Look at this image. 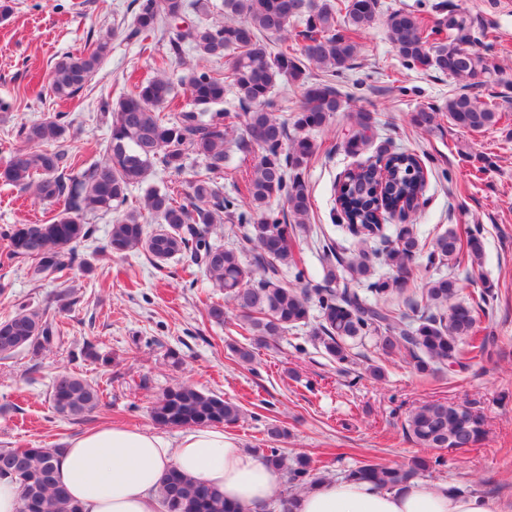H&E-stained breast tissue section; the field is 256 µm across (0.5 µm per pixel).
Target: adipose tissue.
I'll use <instances>...</instances> for the list:
<instances>
[{
    "label": "adipose tissue",
    "instance_id": "ef3b65f1",
    "mask_svg": "<svg viewBox=\"0 0 512 512\" xmlns=\"http://www.w3.org/2000/svg\"><path fill=\"white\" fill-rule=\"evenodd\" d=\"M58 480L83 512H159L162 475L175 468L212 487L243 512H261L274 497L278 471L258 463L220 427L185 430L177 440L149 430L99 427L54 454ZM292 512H503L477 494L420 482L379 487L331 479L297 495Z\"/></svg>",
    "mask_w": 512,
    "mask_h": 512
}]
</instances>
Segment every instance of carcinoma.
I'll use <instances>...</instances> for the list:
<instances>
[{"mask_svg": "<svg viewBox=\"0 0 512 512\" xmlns=\"http://www.w3.org/2000/svg\"><path fill=\"white\" fill-rule=\"evenodd\" d=\"M380 7V0H224V12L232 20L219 22L207 19L209 0H139L135 35L144 41L158 33L167 37L156 75L135 84L134 92L116 103L102 159L91 165L78 164L66 148L68 125L63 115L20 125L16 136L21 145L0 164V180L31 188L37 199L61 202L63 208L46 222L14 224L5 230L8 244L0 262L22 258L54 271L72 266L78 260L76 247L94 235L88 217L118 211L105 246L109 255L122 257L142 249L158 264L177 255L189 258L224 290L241 328L259 343L307 324L311 308L307 290L283 282L281 273L286 268L295 271V280L303 277L294 243L310 230L304 171L318 151L310 132L343 111L336 87L308 82V65L319 64L335 73L345 68L357 53V38L374 23ZM191 13L197 20L189 21ZM295 20L304 21L300 57L287 44L288 25ZM386 23L394 49L409 67L433 69L466 87L488 73L484 57L464 47V37H441L445 27L464 30L462 19L451 16L427 30L418 16L395 10ZM267 35L279 36L281 44L271 46L265 42ZM187 43L200 64L181 82L191 102L184 109L178 105V89L166 77V66L182 58ZM109 52L108 41L96 40L79 53L59 58L49 78L52 95L76 98ZM212 58L225 59L224 69L207 66ZM284 80L304 88L303 100L290 119H278L268 111L275 86ZM227 92L235 94L243 113L231 116L219 108ZM445 112L453 126L469 131L487 129L500 119L497 107L480 105L464 93L448 98ZM437 117L432 108L421 107L411 121L427 128ZM239 118L246 136L234 140V121ZM355 125L345 142L353 155L371 145V111H356ZM232 149L244 159L256 155L244 179L247 212L237 211V202L223 197L215 182ZM191 156L201 160L203 168L193 171L189 191L182 195L151 187L139 205L125 207L129 189L144 183L153 168L182 174ZM425 186L426 173L417 155L385 147L379 148L375 161L347 170L336 186L337 209L355 244L347 254L332 245L323 247L325 286L315 292V337L336 360L347 359L349 344L367 339L384 356L408 353L415 369L428 374L442 364L464 368L471 355L485 353L488 337L476 336L474 308L456 301L457 279L433 277L421 299L409 294L410 263L423 250L414 225H402L395 240L381 251L368 247L370 240L383 237L385 213L407 218L417 212ZM280 201L293 223L274 208ZM222 213L248 225L247 238L256 250L253 261L244 262L238 251L215 241ZM483 251L480 229H473L464 243L450 230L436 237L428 263L478 265ZM378 263L389 273L378 274ZM351 282L367 283L366 292L348 287ZM396 300L421 309L420 315L405 320L393 307ZM63 339L45 310L25 304L0 321V358L22 350L38 354ZM51 401L59 415L82 420L102 407L103 390L63 371L53 379ZM239 416L236 404L188 383L166 389L151 408L152 420L162 427L224 425ZM405 430L421 448H470L481 441L484 422L468 407L435 401L412 411ZM54 452L53 448H0V477L10 476L19 483L20 512H82L56 478ZM257 453L261 464L287 470L292 489L311 488L322 481L304 454L290 465L280 448H259ZM444 465L441 457H415L396 466L365 461L344 471V477L378 486H407L421 472ZM158 495L166 512H243L177 469L162 477Z\"/></svg>", "mask_w": 512, "mask_h": 512, "instance_id": "cac0c4a2", "label": "carcinoma"}]
</instances>
